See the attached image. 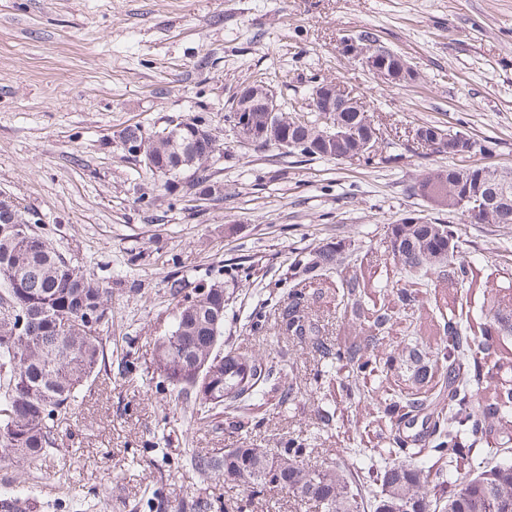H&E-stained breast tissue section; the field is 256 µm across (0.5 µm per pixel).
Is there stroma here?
<instances>
[{
    "label": "stroma",
    "instance_id": "1",
    "mask_svg": "<svg viewBox=\"0 0 512 512\" xmlns=\"http://www.w3.org/2000/svg\"><path fill=\"white\" fill-rule=\"evenodd\" d=\"M365 29L407 57L413 85L383 83L337 52L342 33ZM323 80L360 98L397 162L260 148L232 130L228 111L243 85L264 82L290 113ZM189 117L219 137L222 157L206 173L220 190L210 196L192 190L191 170L164 189L121 145L127 127L149 132ZM426 124L463 130L490 151L461 158L414 144ZM464 164L512 168V0H0V196L112 289L99 373L41 466L0 463V488L34 491L56 512L95 496L97 512H184L196 499L207 512H307L277 488L247 497L189 459L302 437L326 466L353 443L385 446L367 428L368 407L319 419L330 397L313 381L321 361L277 319L297 284L288 268L339 245L340 266L305 284L330 344L357 333L336 310L342 279L357 269L373 283L396 279L386 232L411 214L461 225L471 258L488 274L508 270L495 283L512 287V224H470L412 191L423 174ZM177 278L223 287L222 349L278 360L265 405L252 408L255 427L235 430L221 409L156 392L155 347ZM447 305L438 278L396 306L378 350L394 359L382 391L430 398L431 386L411 378L405 345L417 339L422 364L433 366L435 309ZM289 388L296 399L277 407Z\"/></svg>",
    "mask_w": 512,
    "mask_h": 512
}]
</instances>
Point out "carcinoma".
Returning <instances> with one entry per match:
<instances>
[{
  "label": "carcinoma",
  "mask_w": 512,
  "mask_h": 512,
  "mask_svg": "<svg viewBox=\"0 0 512 512\" xmlns=\"http://www.w3.org/2000/svg\"><path fill=\"white\" fill-rule=\"evenodd\" d=\"M334 121L358 131L372 130L365 112H338ZM201 128L195 119L172 128L179 144L186 146L177 153L154 134H146L145 151L157 157L148 168L150 174L175 177L191 169L194 155L213 150L216 143L194 140ZM289 136L300 144L291 152L317 155L308 147V124L292 127ZM459 170L454 165L444 173L428 174L415 191L455 212L458 201L448 192V177ZM16 224L30 228L29 235L16 236ZM388 238L409 282L399 278L384 287L400 296L436 273L448 276V283L463 291L476 285L475 263L468 259L456 225L402 220L389 227ZM337 264L336 251L322 250L303 263L302 273L331 270ZM0 284V463H33L49 453L58 421L68 415L76 393L104 360L99 328L107 319L112 291L50 247L31 229V218L4 198ZM341 288L338 305L369 326L370 334L362 342L326 345L305 313L308 299L303 291L289 294L278 316L288 335L308 340L323 359L315 382L337 385L359 403L374 393L367 380L381 378L372 351L380 345L378 333L392 314L366 302L357 277L344 280ZM171 291L176 304L171 328L156 345V390L215 407L224 404V393L232 390L233 400L243 402L235 427H250L248 406L263 395L262 386L276 366L269 359L228 351L224 368L213 373L201 369L214 336H223L224 288L200 285L186 293L182 282L175 281ZM483 303L479 317L452 313L443 323L437 357L444 375L430 400L404 401L388 393L375 403L377 418L397 427L429 410L427 446L413 448L396 433L377 458L356 445L347 451L351 462L338 460L319 468L306 460L307 440L292 438L283 448H238L222 459L195 453L192 467L203 476L222 475L227 482L241 483L252 494L278 487L320 512H427L430 493L447 498L448 512H512V460L469 473L471 448L495 454L512 440V383L499 377L512 370V359L500 356L497 345V339L512 335V296L496 294L483 298ZM443 458L448 475L456 479L435 482L431 475ZM25 502L29 498L6 490L0 493V512H15V504Z\"/></svg>",
  "instance_id": "obj_1"
}]
</instances>
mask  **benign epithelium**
Instances as JSON below:
<instances>
[{
	"label": "benign epithelium",
	"instance_id": "1",
	"mask_svg": "<svg viewBox=\"0 0 512 512\" xmlns=\"http://www.w3.org/2000/svg\"><path fill=\"white\" fill-rule=\"evenodd\" d=\"M337 51L384 83H411L416 79L414 70L403 54L393 52L401 70L389 69L381 56L382 43L370 42L358 32L341 37L337 42ZM360 106L359 99L333 81L316 85L310 97L309 109L323 113L326 118L323 119L324 125L315 129L314 147L327 157L344 161L354 160L362 152L373 154L379 151L381 143L378 133H366L360 137L356 130L333 121L335 113L358 109ZM292 119L293 116L283 113L276 96L264 84L247 83L235 96L231 123L237 134L248 141L254 142L259 137L267 145L287 152L296 147V143L283 135L285 124ZM420 136L429 139V144L435 147L448 148V153L455 156L470 155L477 149V143L472 138L450 135L439 129L422 130ZM511 180L512 176L507 174V170L486 167L479 174L478 182L482 183L479 189L472 191L464 187L461 179H453L451 183L455 190L462 191L460 205L464 209L478 215L485 222H492L512 203L507 191L503 189V185Z\"/></svg>",
	"mask_w": 512,
	"mask_h": 512
}]
</instances>
